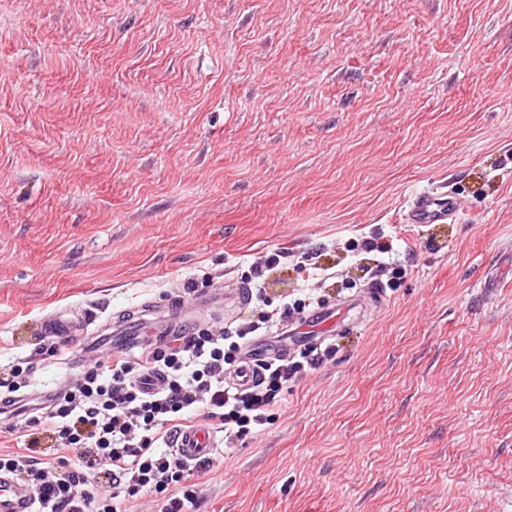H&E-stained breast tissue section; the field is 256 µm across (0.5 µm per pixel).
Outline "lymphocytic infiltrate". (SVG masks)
<instances>
[{"instance_id": "f902f5d3", "label": "lymphocytic infiltrate", "mask_w": 512, "mask_h": 512, "mask_svg": "<svg viewBox=\"0 0 512 512\" xmlns=\"http://www.w3.org/2000/svg\"><path fill=\"white\" fill-rule=\"evenodd\" d=\"M287 302L267 305L258 322L215 332L192 328L138 352H111L52 396L17 434L19 450L0 452V472L23 477L34 512H127L145 492L163 497V512H197L199 491L191 465L171 448L173 436L196 415L216 424L225 449L261 434L289 380L335 355L334 347L301 352L299 359L265 362L259 382L240 390L224 383L234 361L260 325L287 319ZM160 375L144 391L141 380ZM53 443L45 458L43 439Z\"/></svg>"}]
</instances>
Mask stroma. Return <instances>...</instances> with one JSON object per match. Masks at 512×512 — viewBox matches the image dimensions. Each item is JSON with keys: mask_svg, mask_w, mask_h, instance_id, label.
<instances>
[{"mask_svg": "<svg viewBox=\"0 0 512 512\" xmlns=\"http://www.w3.org/2000/svg\"><path fill=\"white\" fill-rule=\"evenodd\" d=\"M259 276L343 308L336 354L199 512H512V0H0V379L61 392L143 305L257 319ZM458 213L456 198L448 191L440 194L420 192L412 199L406 223L447 224L455 222ZM25 365V366H23ZM32 367H30L29 362H18L17 364L12 366V377L14 379H19L17 381L12 380L10 383L4 384L0 382V399L1 401H11L20 396L14 395L21 390V388L26 387V385H22L25 383L26 376L31 372ZM2 388H6L5 392H2Z\"/></svg>", "mask_w": 512, "mask_h": 512, "instance_id": "1", "label": "stroma"}]
</instances>
